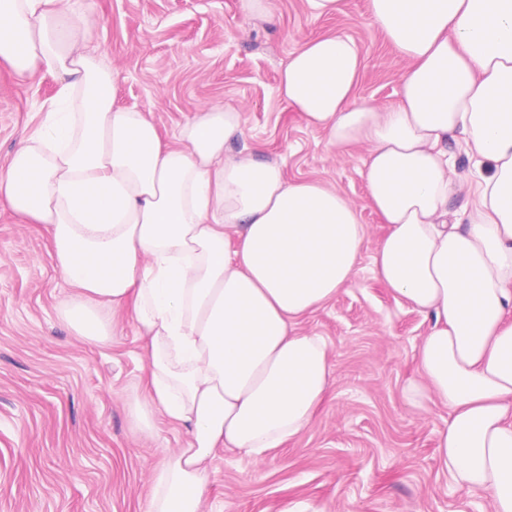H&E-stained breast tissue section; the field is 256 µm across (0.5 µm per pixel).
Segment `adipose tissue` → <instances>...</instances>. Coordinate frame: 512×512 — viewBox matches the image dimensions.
<instances>
[{
    "mask_svg": "<svg viewBox=\"0 0 512 512\" xmlns=\"http://www.w3.org/2000/svg\"><path fill=\"white\" fill-rule=\"evenodd\" d=\"M368 16L410 63L395 104L358 95L360 50L342 33L292 52L277 94L330 147L367 146V204L387 226L373 272L432 319L406 399L447 407L443 469L512 512V0H368ZM93 30L84 0H0V68L59 81L42 129L0 167V197L48 233L75 291L69 327L111 341L108 307L144 341L141 415L187 434L148 512H205L218 451L261 459L312 422L332 368L299 320L351 282L366 230L336 188L231 152L235 108H204L163 142L116 105L111 69L83 50Z\"/></svg>",
    "mask_w": 512,
    "mask_h": 512,
    "instance_id": "ef3b65f1",
    "label": "adipose tissue"
}]
</instances>
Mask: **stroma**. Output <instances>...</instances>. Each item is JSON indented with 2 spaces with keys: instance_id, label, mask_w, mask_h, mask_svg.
<instances>
[{
  "instance_id": "stroma-1",
  "label": "stroma",
  "mask_w": 512,
  "mask_h": 512,
  "mask_svg": "<svg viewBox=\"0 0 512 512\" xmlns=\"http://www.w3.org/2000/svg\"><path fill=\"white\" fill-rule=\"evenodd\" d=\"M90 2L87 48L111 64L117 105L149 113L172 145L194 112L235 107L241 145L280 163L287 180L336 187L366 226L352 281L300 324L327 342L328 394L310 426L263 461L219 453L209 512H491L440 466L447 408L420 413L402 397L431 321L372 272L386 227L366 203L367 147L337 152L277 95L294 50L343 32L362 54L360 95L397 101L407 63L370 25L367 0H346L332 17L314 16L306 0H271V25L245 17L238 0ZM56 92L51 73L21 82L0 70V165ZM70 293L41 226L0 200V512H148L162 461L185 431L139 417L147 365L129 317H118L111 342L86 341L60 315Z\"/></svg>"
}]
</instances>
